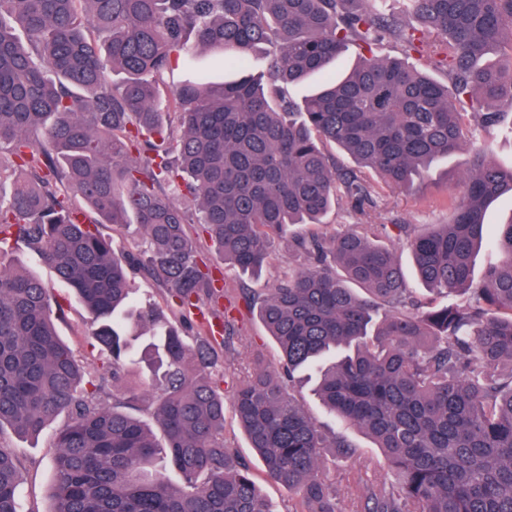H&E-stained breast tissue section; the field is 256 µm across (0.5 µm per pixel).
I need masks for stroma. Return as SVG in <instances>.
Instances as JSON below:
<instances>
[{
	"mask_svg": "<svg viewBox=\"0 0 512 512\" xmlns=\"http://www.w3.org/2000/svg\"><path fill=\"white\" fill-rule=\"evenodd\" d=\"M464 162L465 158L461 155L441 161L429 178L411 191L384 190L374 205L365 207L361 212L355 210L349 201H340L319 230L329 236L359 224H415L423 228L430 224L447 223L448 189L463 171ZM0 252L5 257L35 265L42 281L53 287L64 308L62 314L56 315L55 325L60 336L72 348L86 377L98 380L106 376L104 358L90 334L89 316L74 296L59 284L55 272L46 265L34 264L30 251L23 244H7ZM305 262V257L294 251L288 240L283 238L276 242L269 263L259 276H246L233 268L223 267L224 296L233 304L230 316L236 327V333L224 351L226 362L234 364L241 371L251 369L258 361L272 368L277 367V346L263 324L250 312L243 293L247 290L263 291L271 287L288 267L300 266ZM67 422V415H59L36 439L18 438L7 429L0 431V445L14 449L24 466V512H50V486L53 480L51 460L56 453L53 439L55 432ZM346 434L356 448L354 457L346 462L328 457L322 461L320 468L325 479L335 488L342 506L348 510L352 506L358 482L378 484L389 479L390 473L380 449L366 435L354 427L347 428ZM224 435L238 455L248 462L251 476L270 501L273 512H293L295 497L267 479L259 457L249 448L244 433L233 417H226Z\"/></svg>",
	"mask_w": 512,
	"mask_h": 512,
	"instance_id": "1",
	"label": "stroma"
}]
</instances>
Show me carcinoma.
<instances>
[{
  "label": "carcinoma",
  "instance_id": "1",
  "mask_svg": "<svg viewBox=\"0 0 512 512\" xmlns=\"http://www.w3.org/2000/svg\"><path fill=\"white\" fill-rule=\"evenodd\" d=\"M399 2L395 12L386 0H0V185L13 180L0 193V244H24L74 292L113 382L130 364L149 372L99 404L102 385L84 380L56 331L61 304L22 264L0 261V430L35 438L69 416L54 435L51 512H273L224 440L213 324L195 333L132 296L135 272L182 312L224 296L191 224L244 273L260 272L285 233L308 259L245 298L281 361L276 372L255 363L232 399L267 478L297 495L293 512H341L320 461L329 448L355 453L294 395L298 372L323 360L317 396L373 439L394 476L363 485L354 512H512V216L477 285L473 267L512 168L469 140L473 129L512 133L500 111L512 105V54L488 58L512 43V0ZM383 41L416 63L378 56ZM194 49L239 65L262 50L267 64L240 82L170 81ZM349 49L358 62L344 79L288 95ZM465 151L446 224L299 230L343 198L373 202L368 171L408 191ZM131 223L141 242L123 252L97 229ZM402 239L427 296L396 259ZM144 400L158 434L130 413ZM21 469L0 446V512H21Z\"/></svg>",
  "mask_w": 512,
  "mask_h": 512
}]
</instances>
